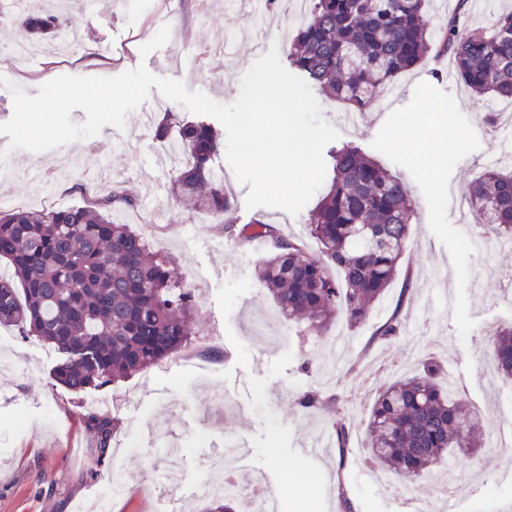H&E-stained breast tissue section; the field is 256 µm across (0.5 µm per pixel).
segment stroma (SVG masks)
Returning a JSON list of instances; mask_svg holds the SVG:
<instances>
[{
    "label": "stroma",
    "instance_id": "1",
    "mask_svg": "<svg viewBox=\"0 0 512 512\" xmlns=\"http://www.w3.org/2000/svg\"><path fill=\"white\" fill-rule=\"evenodd\" d=\"M108 2L96 0L90 9L78 2L67 12L81 30L87 54H95L99 42L111 43L107 65L17 58L9 86L0 85V123L13 114L12 87L34 96L61 75L112 77L141 65L217 102L237 99L241 78L257 58L249 27L240 29L231 54L209 56L203 69L173 61L184 49L223 36L222 5L204 19L192 0H124L119 10L109 9ZM450 63L442 57L401 75L392 85L390 106L371 107L362 126L340 132V143L358 145L399 175L417 203L400 261L415 288L406 295L401 283H394L369 322L352 328L337 320L319 339L304 338L302 325L278 314L255 276L260 256L248 243L170 195V174L155 164L162 145L154 124L168 107L179 118L192 119L181 104L151 90L112 138L99 135L40 153L8 150V136L0 135V151L12 166L0 174V211L43 207V199L28 193L25 173L31 168L48 172L60 208L81 203L73 184L90 191L105 182L123 184L138 203L151 200L172 229L142 223L136 207L119 212L118 220L131 224L151 249L171 256L175 275L194 290L198 307L188 324L191 362L178 354L130 378L78 393L53 382L60 358L53 347L23 337L17 327L0 326V354L7 361L0 368V512H92L99 498L110 494L114 472L157 479L163 463L150 442L155 433L174 436L187 447L175 460L183 475L180 490L158 486L142 499L130 491L111 495L110 512H205L209 503L195 488L204 463L230 437L245 443L251 468L271 482L278 512H342L344 494L353 512H396L398 494L361 479L365 455L341 458L332 452L317 462L298 454L297 447L331 429L337 416L366 441L369 409L378 393L413 373L427 356L442 362L446 379L481 415L486 432L511 423L512 381L486 372L484 364L490 359L488 335L512 323V250L472 247L452 201L482 173L481 160L494 147L499 127L512 119V101L474 97L458 78L443 77ZM402 114L426 117V139L443 121L457 131L440 173L429 166L426 139L410 152L397 147L391 124ZM437 178L443 183L439 194L433 185ZM224 188L234 200L237 224L277 225L317 253L305 227L307 212L246 209L249 188L229 167ZM396 309L401 336L377 340V327ZM218 390L229 396L222 410L209 404ZM305 391L336 396V411H303L296 398ZM90 410L116 421L114 443L98 462L76 451L92 441L80 425ZM450 469L451 481L468 484L469 493L447 502L437 483L417 482L412 493L426 512H512V477L503 474L492 448L455 451Z\"/></svg>",
    "mask_w": 512,
    "mask_h": 512
}]
</instances>
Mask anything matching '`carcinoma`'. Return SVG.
Here are the masks:
<instances>
[{
  "label": "carcinoma",
  "instance_id": "carcinoma-1",
  "mask_svg": "<svg viewBox=\"0 0 512 512\" xmlns=\"http://www.w3.org/2000/svg\"><path fill=\"white\" fill-rule=\"evenodd\" d=\"M18 14L20 41L55 43L62 34L56 4L34 0ZM438 24L426 0H310L290 42L287 61L308 85L354 112L368 109L400 75L421 66L431 51L449 55L458 78L476 96L512 99V10L497 16L487 33L466 25L469 0ZM155 137L176 148L172 192L203 213L224 218V232L243 241L269 242L258 279L280 314L323 336L342 316L352 328L375 313L397 278L416 211L405 183L356 146L328 150L330 181L310 214L308 229L320 250L306 251L260 220L242 226L216 166L221 133L206 121L175 122L168 109ZM478 226L493 238H512V171L486 169L467 188ZM119 183L102 187L81 205L0 211V325L36 336L60 354L53 381L71 391L100 387L142 372L181 351L192 289L171 276V259L151 252L144 238L111 217L135 206ZM402 333L396 309L378 328L390 342ZM486 347L496 373L512 379V325L490 334ZM443 368L428 358L413 375L382 390L369 414L368 448L383 473L402 484L434 478L452 450L479 447L483 430L466 397L441 382ZM304 411L337 410V398L303 392ZM81 425L92 434L96 460L112 447L114 418L89 411ZM340 454L352 433L344 419L332 423ZM209 512H237L226 494Z\"/></svg>",
  "mask_w": 512,
  "mask_h": 512
}]
</instances>
